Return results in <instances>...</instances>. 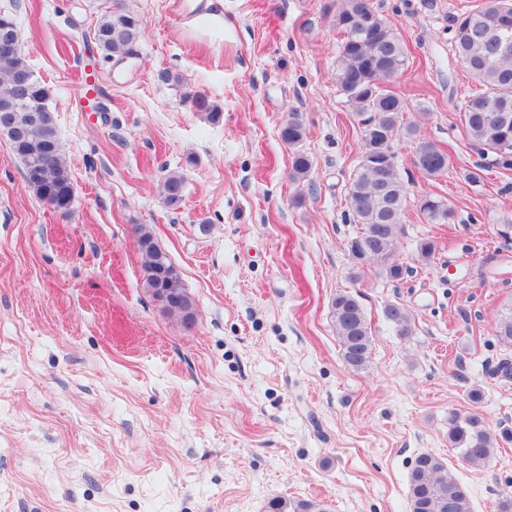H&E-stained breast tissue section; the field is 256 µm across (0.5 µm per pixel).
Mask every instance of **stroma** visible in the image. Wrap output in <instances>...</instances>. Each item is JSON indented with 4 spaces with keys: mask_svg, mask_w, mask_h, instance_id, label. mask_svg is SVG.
I'll return each instance as SVG.
<instances>
[{
    "mask_svg": "<svg viewBox=\"0 0 512 512\" xmlns=\"http://www.w3.org/2000/svg\"><path fill=\"white\" fill-rule=\"evenodd\" d=\"M481 0H374L403 40L392 88L403 124L447 150L448 172L421 174L394 143L407 201L400 282L347 249L358 226L347 186L360 131L336 83V0H224V38L189 30V0H125L142 26L124 64L88 51L102 0H0L48 106L70 168L68 214L28 188L0 137V512H270L279 498L327 512H409L416 457L438 456L472 512L512 495V441L467 465L448 416L512 429V347L495 334L512 305V169L473 147L460 108L479 90L456 61L452 15ZM180 78L162 84L159 70ZM94 74L109 110L91 114ZM222 109L194 112L184 89ZM305 125L310 176L288 178L279 137ZM487 166L485 178L467 170ZM185 179L182 202L161 184ZM454 217L430 223L418 201ZM208 231H201V224ZM150 232L196 302L185 328L143 288L134 233ZM434 240L430 260L417 254ZM363 306L371 357L342 359L336 293ZM409 310L402 337L387 305ZM481 393L472 401L471 390ZM184 179L178 173L169 174L162 184V195L169 206H177L182 202L184 192ZM418 206L433 224H448L453 218L452 210L442 199L425 195L419 199Z\"/></svg>",
    "mask_w": 512,
    "mask_h": 512,
    "instance_id": "35a3bbf8",
    "label": "stroma"
}]
</instances>
